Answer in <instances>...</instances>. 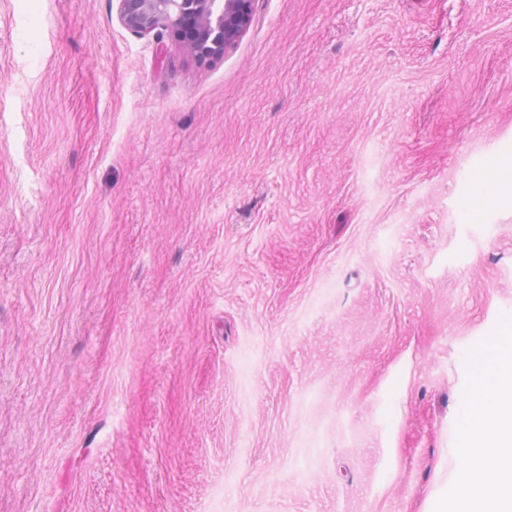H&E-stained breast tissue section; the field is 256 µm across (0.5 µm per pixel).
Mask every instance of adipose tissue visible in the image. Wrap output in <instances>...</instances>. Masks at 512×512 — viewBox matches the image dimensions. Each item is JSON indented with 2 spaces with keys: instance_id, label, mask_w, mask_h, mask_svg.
Returning a JSON list of instances; mask_svg holds the SVG:
<instances>
[{
  "instance_id": "obj_1",
  "label": "adipose tissue",
  "mask_w": 512,
  "mask_h": 512,
  "mask_svg": "<svg viewBox=\"0 0 512 512\" xmlns=\"http://www.w3.org/2000/svg\"><path fill=\"white\" fill-rule=\"evenodd\" d=\"M470 188L457 201L462 222L474 224L488 213H512V155L492 154L469 175ZM475 385L461 409L457 447L465 460L448 485L450 512H512V316L490 332L472 355ZM496 470L487 485L484 474Z\"/></svg>"
}]
</instances>
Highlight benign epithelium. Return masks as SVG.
<instances>
[{"label":"benign epithelium","mask_w":512,"mask_h":512,"mask_svg":"<svg viewBox=\"0 0 512 512\" xmlns=\"http://www.w3.org/2000/svg\"><path fill=\"white\" fill-rule=\"evenodd\" d=\"M118 23L135 35L179 31L190 25L186 47L198 57L225 50L246 30L252 0H116Z\"/></svg>","instance_id":"benign-epithelium-1"}]
</instances>
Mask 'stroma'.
Returning <instances> with one entry per match:
<instances>
[{"instance_id":"stroma-1","label":"stroma","mask_w":512,"mask_h":512,"mask_svg":"<svg viewBox=\"0 0 512 512\" xmlns=\"http://www.w3.org/2000/svg\"><path fill=\"white\" fill-rule=\"evenodd\" d=\"M0 0V512H442L512 315V0H252L197 59ZM468 180L469 191L457 201L463 223H479L490 212L512 213V155L492 154Z\"/></svg>"}]
</instances>
